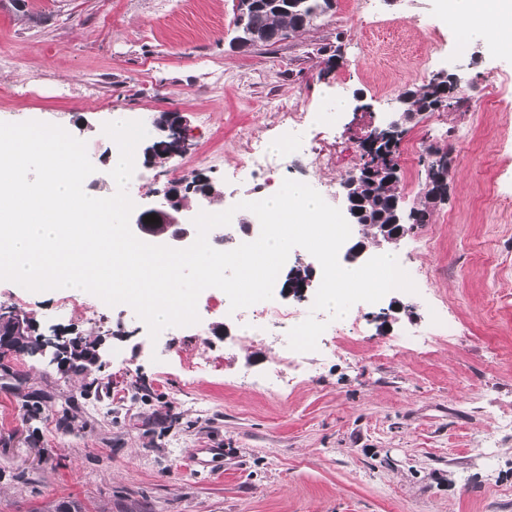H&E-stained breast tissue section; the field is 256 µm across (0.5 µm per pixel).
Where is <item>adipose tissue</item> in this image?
<instances>
[{"mask_svg": "<svg viewBox=\"0 0 512 512\" xmlns=\"http://www.w3.org/2000/svg\"><path fill=\"white\" fill-rule=\"evenodd\" d=\"M442 17L448 18L464 37H482L497 53L512 52V0H437Z\"/></svg>", "mask_w": 512, "mask_h": 512, "instance_id": "adipose-tissue-1", "label": "adipose tissue"}]
</instances>
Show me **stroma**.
I'll use <instances>...</instances> for the list:
<instances>
[{
	"mask_svg": "<svg viewBox=\"0 0 512 512\" xmlns=\"http://www.w3.org/2000/svg\"><path fill=\"white\" fill-rule=\"evenodd\" d=\"M356 2L243 52L233 0H0V122L60 124L84 141L96 168L85 191L112 190L100 171L114 111L185 117L189 152H136L139 205L198 172L236 202L287 178L340 181L402 91L441 70L462 77L460 106L403 136L450 160L447 202L393 247L416 292H393L402 308L386 323L378 303L334 320L311 298L275 295L336 337L296 353L287 383L273 382L287 327L251 335L206 296L198 323L153 340L128 305L0 281V306L103 351L80 376L47 354L0 357V512H512V55L478 40L452 61L437 0ZM292 112L319 157L276 148ZM258 139L271 185L230 179ZM200 448L209 467L193 462Z\"/></svg>",
	"mask_w": 512,
	"mask_h": 512,
	"instance_id": "35a3bbf8",
	"label": "stroma"
}]
</instances>
